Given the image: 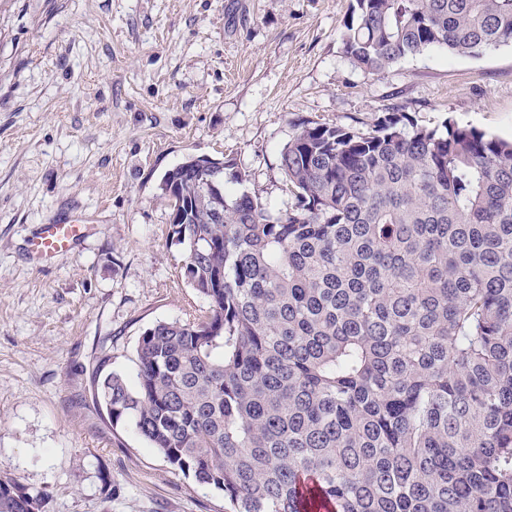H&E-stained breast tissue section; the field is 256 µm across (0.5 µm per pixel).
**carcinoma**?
I'll use <instances>...</instances> for the list:
<instances>
[{"label":"carcinoma","mask_w":512,"mask_h":512,"mask_svg":"<svg viewBox=\"0 0 512 512\" xmlns=\"http://www.w3.org/2000/svg\"><path fill=\"white\" fill-rule=\"evenodd\" d=\"M341 41L371 73L473 56L512 44V0H356ZM209 163L159 184L208 311L146 329L134 383L95 376L112 422L228 512H512V139L396 109L361 132L303 120L284 213ZM18 495L42 512L0 469V512Z\"/></svg>","instance_id":"carcinoma-1"}]
</instances>
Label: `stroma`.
Listing matches in <instances>:
<instances>
[{"label": "stroma", "instance_id": "35a3bbf8", "mask_svg": "<svg viewBox=\"0 0 512 512\" xmlns=\"http://www.w3.org/2000/svg\"><path fill=\"white\" fill-rule=\"evenodd\" d=\"M350 0H0V467L43 512H224L93 397L134 377L142 333L205 315L158 185L187 155L234 159L288 210L294 123L353 131L397 107L512 138V45L370 73L340 40ZM76 219L52 263L30 247Z\"/></svg>", "mask_w": 512, "mask_h": 512}]
</instances>
